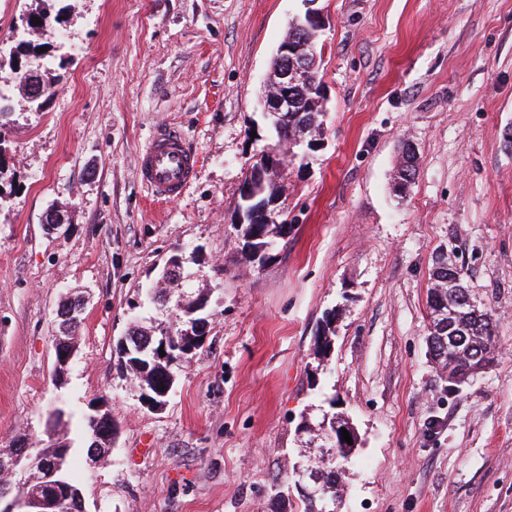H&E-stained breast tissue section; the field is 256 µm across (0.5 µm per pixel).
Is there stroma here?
Wrapping results in <instances>:
<instances>
[{"instance_id":"35a3bbf8","label":"stroma","mask_w":512,"mask_h":512,"mask_svg":"<svg viewBox=\"0 0 512 512\" xmlns=\"http://www.w3.org/2000/svg\"><path fill=\"white\" fill-rule=\"evenodd\" d=\"M309 10L323 126L276 180L288 235L258 266L240 187L275 139L258 106L273 53ZM31 12L55 91L0 134V450L46 444L61 407L85 512H303L296 427L332 408L358 435L341 512H512V0H0V47ZM163 123L199 158L173 201L136 174ZM406 144L419 171L397 194ZM439 255L497 322L493 363L456 390L426 344ZM174 256L206 341L154 410L116 345L157 318L144 292ZM74 298L58 380L56 312ZM95 407L116 434L91 460ZM64 327L66 324L60 327V335L56 336L54 345V374L59 378L65 375L75 352L70 337L62 336L67 334Z\"/></svg>"}]
</instances>
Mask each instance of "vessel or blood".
Instances as JSON below:
<instances>
[{"label":"vessel or blood","instance_id":"1","mask_svg":"<svg viewBox=\"0 0 512 512\" xmlns=\"http://www.w3.org/2000/svg\"><path fill=\"white\" fill-rule=\"evenodd\" d=\"M197 155L179 129L167 125L156 129L138 161V177L159 199L176 198L194 177Z\"/></svg>","mask_w":512,"mask_h":512}]
</instances>
